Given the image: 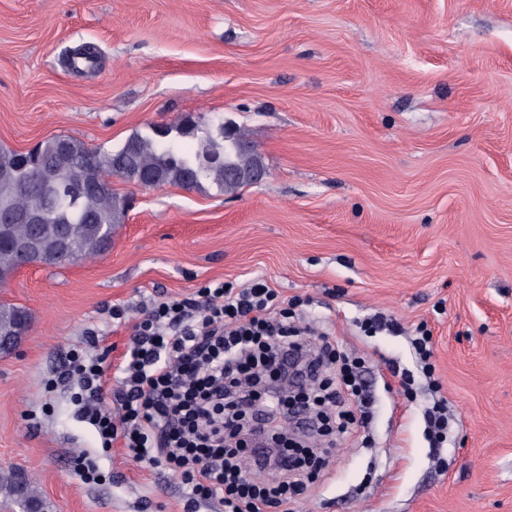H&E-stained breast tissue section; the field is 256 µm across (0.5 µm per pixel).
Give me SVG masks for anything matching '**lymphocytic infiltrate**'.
<instances>
[{"mask_svg": "<svg viewBox=\"0 0 512 512\" xmlns=\"http://www.w3.org/2000/svg\"><path fill=\"white\" fill-rule=\"evenodd\" d=\"M296 305L261 278L244 288L213 282L196 296L153 305L132 326L129 359L117 368L114 408L99 405V364L75 365L87 419L104 443L122 436L136 461L180 473L189 507L213 500L224 512L287 506L306 489V460L298 449L236 447L224 426L264 438L286 428L296 399H276L268 413L263 406L290 362L301 360L317 378L334 361L331 343L314 351L299 339L290 323ZM340 371L341 382L330 380L325 387L330 420L343 432L349 400L360 392L351 364Z\"/></svg>", "mask_w": 512, "mask_h": 512, "instance_id": "1", "label": "lymphocytic infiltrate"}]
</instances>
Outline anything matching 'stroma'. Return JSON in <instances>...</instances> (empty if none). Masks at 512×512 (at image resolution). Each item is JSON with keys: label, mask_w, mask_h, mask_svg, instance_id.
Segmentation results:
<instances>
[{"label": "stroma", "mask_w": 512, "mask_h": 512, "mask_svg": "<svg viewBox=\"0 0 512 512\" xmlns=\"http://www.w3.org/2000/svg\"><path fill=\"white\" fill-rule=\"evenodd\" d=\"M81 46L95 67L68 68ZM188 116L244 129L267 177L113 179L131 207L107 255L0 286L32 315L0 353V472L47 512H183L179 476L104 447L66 364L113 373L144 308L259 276L368 397L292 512H512V0H0V147L110 151Z\"/></svg>", "instance_id": "35a3bbf8"}]
</instances>
